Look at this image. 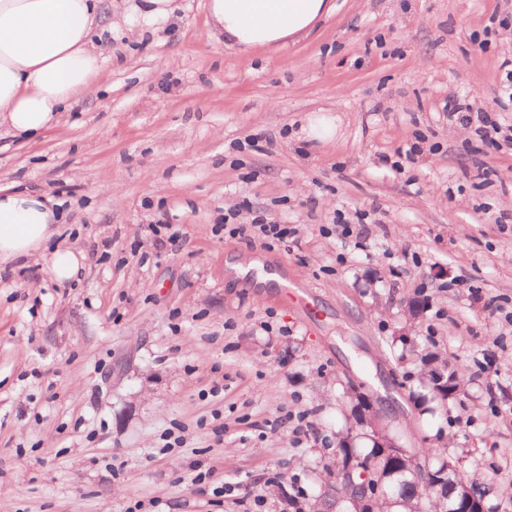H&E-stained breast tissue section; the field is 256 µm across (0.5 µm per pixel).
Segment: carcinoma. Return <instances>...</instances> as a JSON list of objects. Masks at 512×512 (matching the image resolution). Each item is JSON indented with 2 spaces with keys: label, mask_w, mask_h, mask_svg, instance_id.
Returning a JSON list of instances; mask_svg holds the SVG:
<instances>
[{
  "label": "carcinoma",
  "mask_w": 512,
  "mask_h": 512,
  "mask_svg": "<svg viewBox=\"0 0 512 512\" xmlns=\"http://www.w3.org/2000/svg\"><path fill=\"white\" fill-rule=\"evenodd\" d=\"M399 340L417 365L416 382L421 390L416 396L417 404L432 412L448 413L450 404L465 394L466 382L461 373L433 345L406 336ZM360 406L357 395H349L341 402L351 425L336 434L333 456L323 465L324 475L320 476L319 493L313 501L288 498V507L294 512H354L339 483L343 468L351 460L359 466L354 478L366 471L371 480L388 490L389 498L375 500L372 512H439L441 503L467 500L472 495L485 502L487 512H496L497 491L493 485L480 481L479 466H472V476L463 482L448 474V464H460L464 454L436 445L414 448L412 455L393 463L377 447L376 431L364 421Z\"/></svg>",
  "instance_id": "obj_1"
}]
</instances>
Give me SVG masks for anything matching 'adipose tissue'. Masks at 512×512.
<instances>
[{
    "mask_svg": "<svg viewBox=\"0 0 512 512\" xmlns=\"http://www.w3.org/2000/svg\"><path fill=\"white\" fill-rule=\"evenodd\" d=\"M103 0H0V127L31 141L104 75L94 35ZM334 0H207L214 28L241 51L307 36ZM59 215L48 198L0 189V265L42 250Z\"/></svg>",
    "mask_w": 512,
    "mask_h": 512,
    "instance_id": "adipose-tissue-1",
    "label": "adipose tissue"
}]
</instances>
